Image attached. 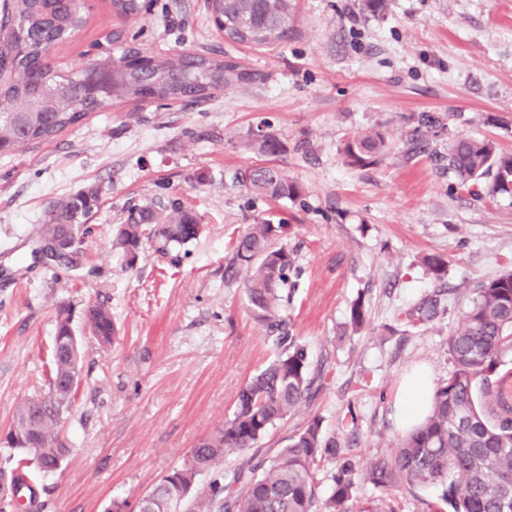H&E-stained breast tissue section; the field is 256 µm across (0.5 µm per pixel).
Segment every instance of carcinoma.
<instances>
[{
  "label": "carcinoma",
  "instance_id": "carcinoma-1",
  "mask_svg": "<svg viewBox=\"0 0 512 512\" xmlns=\"http://www.w3.org/2000/svg\"><path fill=\"white\" fill-rule=\"evenodd\" d=\"M111 14L135 18L147 10L145 0H109ZM208 9L223 19L221 34L231 45L276 46L296 33V0H209ZM89 17L73 0H12L0 27L9 33L13 56L0 81V154L23 145L52 140L81 122L88 113L148 99L200 102L215 92L246 84L253 73L232 58L208 51L152 54L136 38L112 29L88 63L64 74L51 58L56 46L79 35ZM441 118L418 117L414 135L429 133ZM257 149L276 157L285 151L273 134L256 140ZM389 150L380 132L353 136L343 143L344 162L365 168ZM448 169L457 187L478 193L491 174L487 194L512 195V154L489 139L456 136L448 142ZM237 183L271 201L300 196V187L275 164L248 168ZM99 192L57 202L51 221L39 236L86 233L79 219L98 207ZM201 233L192 210L178 200L151 201L129 208L113 246L134 264L145 243L161 248L185 245ZM288 225L253 224L235 245L236 260L245 267L244 293L251 316L271 330L284 324V286L292 267L281 241ZM91 336L112 342V313L90 305L85 311ZM277 356L238 391L232 415L214 435L192 449L152 490V506L143 512H352L353 500L371 485L387 493L430 484L442 486L440 502L430 512H512V266L477 289L468 310L450 329L448 379L433 391L425 419L389 453L365 464L353 457L336 458V442L322 433L318 417L308 419L272 457L256 453L232 472L213 479L190 497L196 479L228 455L243 454L278 422L295 414L311 392L313 379L307 346L289 334L275 337ZM81 339L70 317L59 312L53 342L49 396L23 402L6 431L0 450V512L24 497L19 473L28 464L51 473L70 453L57 434L59 416L71 405L73 381L81 371ZM325 458L338 459L333 491L321 501L316 473Z\"/></svg>",
  "mask_w": 512,
  "mask_h": 512
}]
</instances>
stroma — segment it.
I'll return each mask as SVG.
<instances>
[{
    "label": "stroma",
    "instance_id": "35a3bbf8",
    "mask_svg": "<svg viewBox=\"0 0 512 512\" xmlns=\"http://www.w3.org/2000/svg\"><path fill=\"white\" fill-rule=\"evenodd\" d=\"M91 22L53 59L81 60L113 19L107 0H84ZM297 36L270 48L231 46L205 0H151L125 22L158 56L217 50L253 81L200 104L153 101L92 112L52 141L0 154V432L16 407L47 396L57 311L81 338L82 368L58 434L70 453L56 472L29 469L37 512H107L136 504L230 417L239 388L277 348L245 308L237 239L262 221L289 225L286 329L311 353L314 396L261 440L274 455L320 417L340 452L367 462L402 435L393 418L405 375L448 377V334L477 288L512 265V196L460 191L449 140L485 137L512 153V0H391L385 14L360 0H297ZM443 118L414 142L421 113ZM383 133L377 165L347 166V138ZM275 134L285 151L253 149ZM278 163L301 188L295 200L238 186L244 169ZM95 189L79 263L34 259L57 201ZM176 199L204 230L185 245L147 243L135 264L113 248L132 204ZM443 257L442 278L427 269ZM367 321L353 329L350 310ZM436 303L431 319L408 312ZM107 307L116 340L86 333L88 305ZM429 485L369 487L354 512H430Z\"/></svg>",
    "mask_w": 512,
    "mask_h": 512
}]
</instances>
